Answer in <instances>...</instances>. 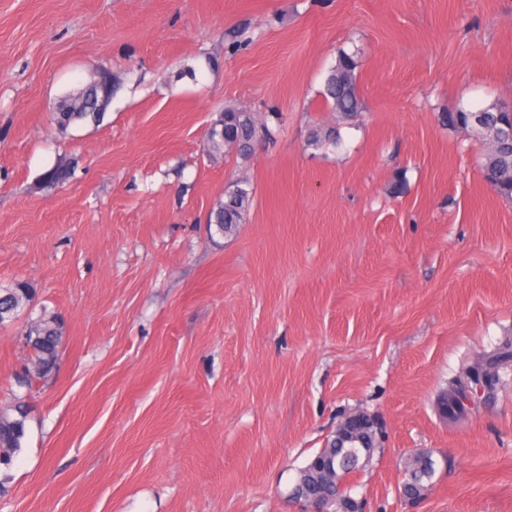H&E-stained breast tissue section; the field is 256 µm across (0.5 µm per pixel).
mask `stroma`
Instances as JSON below:
<instances>
[{"label": "stroma", "mask_w": 512, "mask_h": 512, "mask_svg": "<svg viewBox=\"0 0 512 512\" xmlns=\"http://www.w3.org/2000/svg\"><path fill=\"white\" fill-rule=\"evenodd\" d=\"M341 47L364 113L314 151ZM101 68V121L60 131ZM497 100L512 0H0V288L36 293L0 326V409L28 403L0 512H301L299 469L353 411L384 431L345 481L366 512H512V369L476 414L438 410L512 334V199L438 120ZM229 102L280 113L245 163L206 154ZM57 164L71 178L45 186ZM242 174L253 206L225 237L209 213ZM45 314L59 369L23 393ZM417 448L436 473L411 502ZM429 457L425 450L417 451L413 460L406 466L405 480L402 483L403 494L412 499L421 498L427 495L433 487V482L428 478L425 466H422L423 459Z\"/></svg>", "instance_id": "obj_1"}]
</instances>
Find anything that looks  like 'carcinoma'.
Returning <instances> with one entry per match:
<instances>
[{
    "mask_svg": "<svg viewBox=\"0 0 512 512\" xmlns=\"http://www.w3.org/2000/svg\"><path fill=\"white\" fill-rule=\"evenodd\" d=\"M360 61L357 53L343 48L337 50L336 63L328 71L323 97L328 109L336 113V124L318 125L307 140V146L319 149L326 145L337 147L341 144V126H350L361 116L364 106L357 86V72ZM115 85L104 86L100 77L88 82L82 91L60 102L55 112L56 125L67 129L77 121L98 122L103 111L112 101ZM506 102L493 103L477 112L460 107L439 115L442 124L451 129L468 131L474 121L484 127L485 146L482 171L486 181L501 196L512 199V123L506 112ZM275 109L254 112L239 104L224 105V110L215 121L213 130L207 133L208 155L219 158H234L243 162L251 158L257 146L272 138L269 122L279 119ZM254 201L250 180L244 176L231 179L224 187V200L211 213L210 222L217 232L226 236L235 232L238 225L247 221ZM34 292L27 284L18 282L9 288H0V324L9 321L19 311L29 307ZM30 347L34 352L33 369L26 370L19 378V384H30V374L48 378L57 367L59 346L64 336V327L55 316L42 317L32 323L26 331ZM512 366V338L506 337L492 351L483 354L470 363L462 365L456 377L449 382L448 389L460 387L484 374L488 381L500 380V372ZM26 410L23 402L15 403L13 413L0 411V497L9 492L8 470L14 457L21 451L26 433ZM365 447L356 449L359 462L350 459L348 448L336 447L337 437L328 439L325 447L319 449L304 467L296 480L294 491L326 500L335 509H352L354 501L344 490L346 478L364 468L372 460L377 447L374 437L368 432L360 435ZM429 457L425 450L416 452L406 466L403 494L412 499L421 498L433 487L423 459Z\"/></svg>",
    "mask_w": 512,
    "mask_h": 512,
    "instance_id": "obj_1",
    "label": "carcinoma"
}]
</instances>
